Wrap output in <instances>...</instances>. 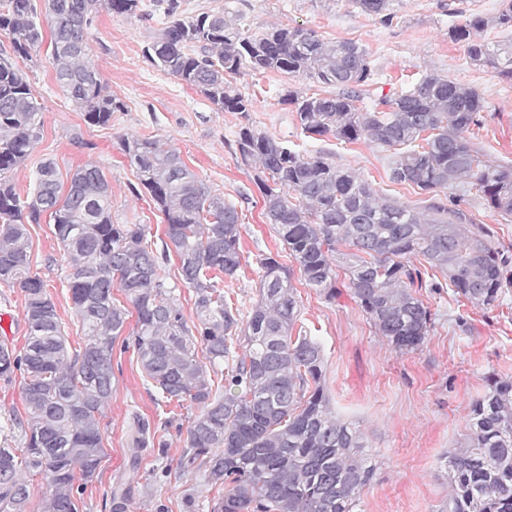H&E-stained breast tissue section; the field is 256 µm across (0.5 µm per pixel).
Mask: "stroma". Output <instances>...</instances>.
I'll list each match as a JSON object with an SVG mask.
<instances>
[{
    "label": "stroma",
    "mask_w": 512,
    "mask_h": 512,
    "mask_svg": "<svg viewBox=\"0 0 512 512\" xmlns=\"http://www.w3.org/2000/svg\"><path fill=\"white\" fill-rule=\"evenodd\" d=\"M391 3L393 18L384 22L363 12L355 0H187L192 11L213 5L241 12L243 27L252 33L279 25L312 29L328 41L356 42L377 71L370 88L374 99L407 89L427 73L476 90L484 110L481 123L470 128L468 137L483 161L512 165V81L472 62L466 42L452 37L454 26L469 15L495 16L502 0ZM163 26L152 0H141L140 12L132 16L104 8L95 14L87 34L88 61L122 106L103 127L88 125L75 109L55 77L46 47L33 51L31 59L18 61L44 113L42 139L12 175L21 195H32L45 161L56 163L64 184L78 166L93 163L111 187L113 223L143 225L148 241L159 244L165 217L141 186L122 142L151 137L176 148L185 164L235 204L242 216V269L236 280L225 282L224 294L243 311L258 298L260 256L272 255L289 267L294 261L263 216L252 171L235 157L242 126H257L302 153H327L336 165L368 181L380 196L419 205L420 194L390 180V150L302 133L280 92L286 87L311 88V81L245 68L232 84L250 99L248 114L221 111L145 59V46ZM434 200L487 225L503 249L512 252V221L474 197L467 184L437 191ZM28 231L31 271L44 281L71 347L82 346V326L65 280L68 257L53 233V222L42 216ZM433 281V276H425L418 295L429 305L434 327L425 344L407 354L395 352L376 335L349 292L329 301L315 289L296 287L299 324L323 349L330 405L360 431L376 465L373 480L361 493L360 512H448L444 458L464 444L470 406L487 389L489 377L512 379V287L504 288L496 307L482 309L455 300L448 288L434 289ZM26 334L24 294L18 286L0 282V344L23 347ZM112 371V397L103 417L106 456L97 477L84 486L81 512H109L105 501L118 486L125 491L127 512H210L217 490L207 486L202 472L179 466L184 428L196 408L164 402L135 350L123 343L114 345ZM138 416L151 426H165V447L135 446Z\"/></svg>",
    "instance_id": "stroma-1"
}]
</instances>
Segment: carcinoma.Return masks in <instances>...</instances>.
<instances>
[{"label":"carcinoma","mask_w":512,"mask_h":512,"mask_svg":"<svg viewBox=\"0 0 512 512\" xmlns=\"http://www.w3.org/2000/svg\"><path fill=\"white\" fill-rule=\"evenodd\" d=\"M362 11L391 19L390 0H357ZM140 0H0V31L13 56L28 58L50 20L56 79L84 121L107 126L121 105L86 61L87 29L98 8L132 15ZM164 27L145 49L152 66L199 90L226 112L251 101L231 78L248 68L312 80L311 95L287 88L284 104L307 137L364 141L392 149L391 180L432 193L468 180L503 218H512V166L486 165L467 132L480 124V95L439 74L357 106L373 80L367 51L331 42L303 28H242L239 14L213 8L193 14L185 0H153ZM512 29V0L493 17L471 16L454 29L469 59L512 80V51L475 35ZM42 106L24 72L0 57V282L24 292L27 336L18 354L0 345V380H23L27 425L21 449L0 446V512H25L30 493L19 478L43 476L42 512H80L77 477L96 474L105 457L102 409L112 397V350L130 311L112 297L124 291L137 316L131 342L141 368L165 402L197 406L186 428L183 469L204 470L224 491L211 512H355L376 465L362 455V436L330 409L324 358L310 336L293 335L300 305L293 270L259 259V300L244 315L224 298L223 279L242 268L241 215L182 160L151 138L123 142L166 220L168 242L155 254L140 224L112 223L111 190L95 165L77 167L67 189L52 161L41 164L34 193L21 198L12 171L43 136ZM241 164L253 169L263 215L297 264L300 279L334 300L339 270L352 298L378 335L397 351L421 348L434 326L417 296L427 271L441 274L452 294L491 308L512 284V262L486 225L467 223L455 207L421 212L379 198L370 183L322 153L305 156L253 125L235 141ZM69 257L67 281L85 342L71 351L55 303L30 273L27 225L43 213ZM354 249L344 253L340 247ZM179 282L163 269L170 255ZM192 291L197 323L188 325L179 285ZM466 445L448 454V512H512V380H493L470 406Z\"/></svg>","instance_id":"carcinoma-1"}]
</instances>
